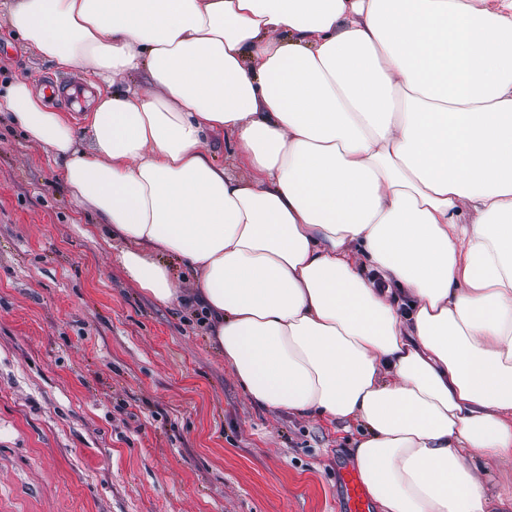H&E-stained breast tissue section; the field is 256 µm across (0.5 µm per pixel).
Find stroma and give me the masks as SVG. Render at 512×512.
I'll return each mask as SVG.
<instances>
[{
	"label": "stroma",
	"instance_id": "1",
	"mask_svg": "<svg viewBox=\"0 0 512 512\" xmlns=\"http://www.w3.org/2000/svg\"><path fill=\"white\" fill-rule=\"evenodd\" d=\"M85 76L0 23V85ZM0 112V512H338L357 427L255 406L196 317L145 295Z\"/></svg>",
	"mask_w": 512,
	"mask_h": 512
}]
</instances>
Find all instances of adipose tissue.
I'll return each mask as SVG.
<instances>
[{
    "label": "adipose tissue",
    "mask_w": 512,
    "mask_h": 512,
    "mask_svg": "<svg viewBox=\"0 0 512 512\" xmlns=\"http://www.w3.org/2000/svg\"><path fill=\"white\" fill-rule=\"evenodd\" d=\"M98 91L0 112L124 273L192 303L253 404L361 432L380 512H487L512 463V0H0ZM287 39H279V32ZM224 134L256 171L210 156ZM162 261L167 263L171 270L174 283L176 288H178L180 295L185 296L192 294L195 291V288H197L194 276H192V274L172 256H163ZM477 465L479 467L477 474L488 487V496L490 500L488 506L489 512H512L511 507L509 510L506 507L500 506L496 498V495L501 491L502 486L510 484L512 487V467L509 464L500 465L494 461H489L485 464L478 462Z\"/></svg>",
    "instance_id": "obj_1"
}]
</instances>
